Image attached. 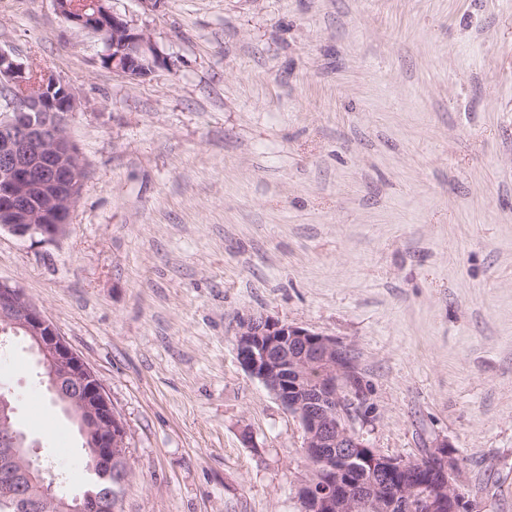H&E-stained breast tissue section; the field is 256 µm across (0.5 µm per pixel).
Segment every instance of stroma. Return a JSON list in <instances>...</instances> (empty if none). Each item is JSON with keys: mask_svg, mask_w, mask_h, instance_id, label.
Returning <instances> with one entry per match:
<instances>
[{"mask_svg": "<svg viewBox=\"0 0 512 512\" xmlns=\"http://www.w3.org/2000/svg\"><path fill=\"white\" fill-rule=\"evenodd\" d=\"M176 70L133 80L53 0H0V47L80 109L65 235L0 231L19 287L126 430L119 512H299V420L240 365L239 319L336 338L375 451L445 440L473 512H512V0H138ZM15 339L0 383L65 489L74 421Z\"/></svg>", "mask_w": 512, "mask_h": 512, "instance_id": "1", "label": "stroma"}]
</instances>
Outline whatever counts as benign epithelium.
<instances>
[{
  "label": "benign epithelium",
  "mask_w": 512,
  "mask_h": 512,
  "mask_svg": "<svg viewBox=\"0 0 512 512\" xmlns=\"http://www.w3.org/2000/svg\"><path fill=\"white\" fill-rule=\"evenodd\" d=\"M108 0H87L74 10L54 0L67 22L103 38L104 62L132 79L156 68L175 70L144 30L109 9ZM28 67L0 48V229L20 238L54 242L65 234L85 176L82 156L64 131L65 116L79 110L62 80L50 76L36 93L26 91ZM23 337L38 358L48 389L73 418L86 446L96 450L101 476L110 482L124 461V426L100 380L56 325L20 290L0 286V346ZM242 368L258 379L301 423L304 447L323 469L301 479L300 512H460L465 498L458 467L444 440L415 465L372 452L351 426L359 395L350 350L326 334L271 318L250 316L235 329ZM15 409L0 399V500L15 512H115L114 495L62 497L51 472L30 455Z\"/></svg>",
  "instance_id": "7a95c632"
}]
</instances>
